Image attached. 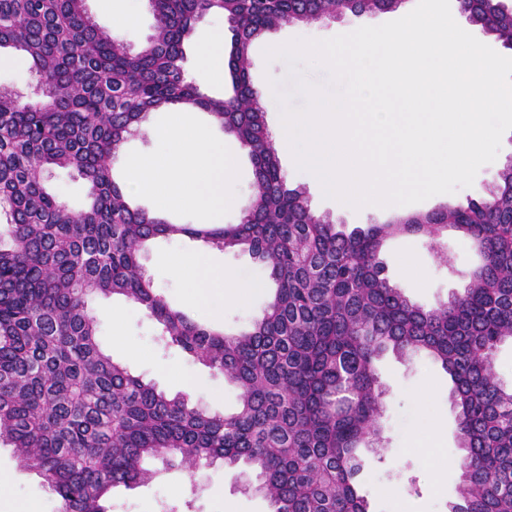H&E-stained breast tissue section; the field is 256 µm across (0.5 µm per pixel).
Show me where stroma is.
I'll return each mask as SVG.
<instances>
[{
    "label": "stroma",
    "instance_id": "35a3bbf8",
    "mask_svg": "<svg viewBox=\"0 0 512 512\" xmlns=\"http://www.w3.org/2000/svg\"><path fill=\"white\" fill-rule=\"evenodd\" d=\"M86 7L101 28L117 30L119 39L131 48L142 46L153 32L154 18L147 0H126L124 7L132 13L133 19L119 29L114 28L112 13L102 8L100 0H87ZM395 18V13L380 12L361 16L349 14L309 24H283L257 39L249 52V73L259 92L268 129H275L280 122V108L272 83H279L281 89L289 91L291 104L299 107L304 97L293 92L291 71H298L306 80L320 85L327 84L329 77L319 66L302 63L293 70L285 60H266V48L292 39H328ZM223 26L222 15H206L194 24L184 44L183 68L188 80L212 96L222 95L224 85L198 66L195 52L213 31ZM171 119L172 113L168 110L150 114L142 131L124 143L113 161L116 180L125 178V157L150 153L161 146L160 134ZM224 146L238 155L234 186L238 204L215 216L214 221L235 224L253 199L254 177L248 156L239 142L228 135ZM278 157L288 187H303L314 213L330 215L350 229L363 228L387 223L398 212H430L449 205H463L469 199L480 197L495 182L499 170L512 159V130L504 133L497 158L480 168L472 186L396 210L347 209L339 200L325 196L314 177L299 169L288 152L279 151ZM443 242L445 248L438 254L427 247L423 237L396 236L386 242L379 254L391 282L420 305L433 306L463 291L479 261L473 248L454 234L445 235ZM198 247V242L186 238L160 239L143 252L141 262L173 307L204 325L213 323L228 331L244 327L261 314L269 300L265 274L246 252L210 248L213 265L259 285L258 290L242 301L225 302L223 317L213 320L207 310L190 302L186 283L173 274L168 264L169 259ZM90 308L98 322L102 346L114 359L126 363L132 374L156 383L169 393L186 392L191 404L210 412L221 413L234 408L236 389L225 382L222 374L208 369L181 348L163 347L158 339L159 327L144 308L132 301L109 298L95 300ZM377 370L389 387L383 446L378 453H364L359 490L367 497L371 512H448L459 484V474L453 464L459 450L455 442V412L448 399V376L423 353L410 362L385 355L378 361ZM188 379L196 380L197 388L185 389L184 382ZM151 467L156 475L148 483L130 488L120 486L111 491L107 501L109 512H270L267 500L254 490L255 476L247 467L227 469L218 462L191 473L180 467L161 466L157 461L152 462ZM1 474L10 479L8 496L15 504L31 503L36 512H52L53 494L35 472L20 466L13 448L6 444L0 445Z\"/></svg>",
    "mask_w": 512,
    "mask_h": 512
}]
</instances>
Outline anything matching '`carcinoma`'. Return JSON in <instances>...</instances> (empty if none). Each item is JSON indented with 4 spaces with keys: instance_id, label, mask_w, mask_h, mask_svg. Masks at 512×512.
I'll list each match as a JSON object with an SVG mask.
<instances>
[{
    "instance_id": "obj_1",
    "label": "carcinoma",
    "mask_w": 512,
    "mask_h": 512,
    "mask_svg": "<svg viewBox=\"0 0 512 512\" xmlns=\"http://www.w3.org/2000/svg\"><path fill=\"white\" fill-rule=\"evenodd\" d=\"M86 0H0V50L31 59L41 99L0 89V443L56 495L58 512H108L118 486L152 477L147 459L220 461L256 474L273 512H369L359 494L362 448L381 447L386 386L375 362L425 353L448 374L456 413L457 499L448 512H512V387L496 355L512 342V165L465 207L346 232L286 186L248 74L251 44L284 23L351 14L360 0H148L155 34L132 49L103 30ZM468 22L512 49V4L458 0ZM220 13L231 32V94L186 80L184 41ZM208 113L247 150L255 196L237 224H174L132 204L111 161L153 112ZM84 179L69 209L46 173ZM479 256L463 292L424 307L378 255L398 234L434 251L444 233ZM240 248L272 286L261 315L225 333L173 309L141 255L158 237ZM121 296L149 311L159 340L224 375L231 414L189 405L133 375L101 346L89 304Z\"/></svg>"
}]
</instances>
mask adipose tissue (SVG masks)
<instances>
[{
  "instance_id": "adipose-tissue-1",
  "label": "adipose tissue",
  "mask_w": 512,
  "mask_h": 512,
  "mask_svg": "<svg viewBox=\"0 0 512 512\" xmlns=\"http://www.w3.org/2000/svg\"><path fill=\"white\" fill-rule=\"evenodd\" d=\"M164 149L130 157L125 162L132 192L153 199L161 211L193 208L220 213L235 203L233 194L236 158L223 142L212 139L187 112L175 113L163 132ZM175 274L186 277L196 302L240 299L251 284L216 270L205 251L171 259Z\"/></svg>"
}]
</instances>
